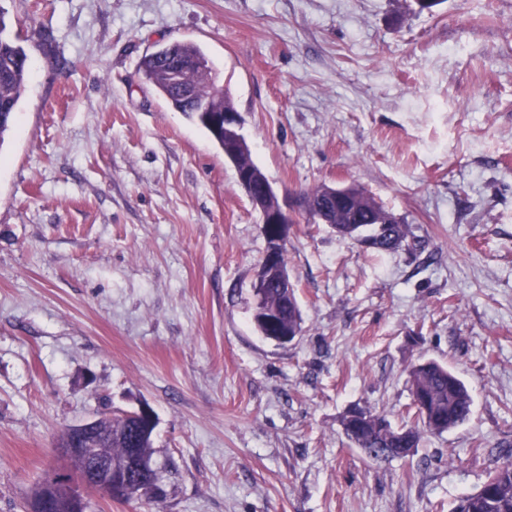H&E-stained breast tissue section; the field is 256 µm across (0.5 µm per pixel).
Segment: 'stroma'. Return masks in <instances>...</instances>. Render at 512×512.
I'll use <instances>...</instances> for the list:
<instances>
[{"label":"stroma","mask_w":512,"mask_h":512,"mask_svg":"<svg viewBox=\"0 0 512 512\" xmlns=\"http://www.w3.org/2000/svg\"><path fill=\"white\" fill-rule=\"evenodd\" d=\"M31 77L0 146V512L67 426L149 406L178 471L91 512H451L512 444V0H0ZM198 44L278 193L358 186L409 246L293 225L302 332L253 320L266 243L234 165L138 77ZM447 364L459 428L376 462L354 406L407 420Z\"/></svg>","instance_id":"stroma-1"}]
</instances>
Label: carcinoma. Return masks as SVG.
I'll list each match as a JSON object with an SVG mask.
<instances>
[{"label":"carcinoma","instance_id":"carcinoma-1","mask_svg":"<svg viewBox=\"0 0 512 512\" xmlns=\"http://www.w3.org/2000/svg\"><path fill=\"white\" fill-rule=\"evenodd\" d=\"M7 23L0 8V148L12 131L19 100L25 91L31 68L25 51L6 33ZM139 72L170 107L183 113L206 131L210 139L224 148V134L215 133L210 112L234 110L216 82L213 68L200 47L192 42L176 41L172 47L145 55ZM390 211L368 194L360 193L356 206H338L330 215L336 232L363 243L372 241L369 249L376 253L394 250L405 242L403 224H390ZM261 306L277 314L280 327L290 331L301 329V314L292 288H265ZM412 406L417 422L394 427L380 413L366 409L368 418L355 417L347 411L342 418L346 437L358 448L418 447L421 432L443 434L464 424L472 413L473 400L463 380L448 365L435 359L420 360L408 371ZM102 429L112 433L102 452L120 467L125 462L130 440L138 434V453L152 458L160 454L153 446V432L115 417L101 422ZM454 512H512V448L502 451L500 462L490 472L481 489L461 497Z\"/></svg>","mask_w":512,"mask_h":512}]
</instances>
